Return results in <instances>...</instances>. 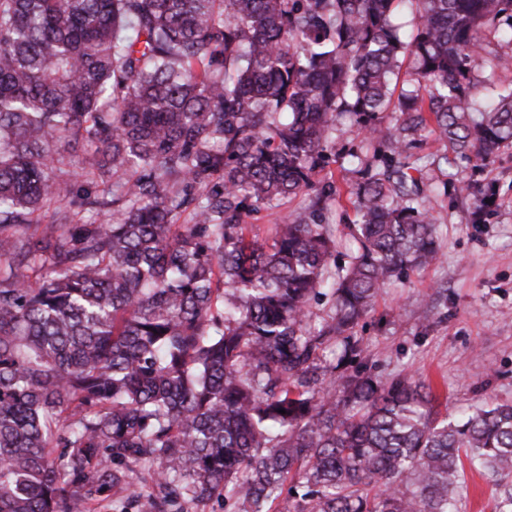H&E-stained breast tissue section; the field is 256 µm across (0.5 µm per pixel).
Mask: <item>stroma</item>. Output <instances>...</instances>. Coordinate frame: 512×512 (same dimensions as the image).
Instances as JSON below:
<instances>
[{
  "instance_id": "obj_1",
  "label": "stroma",
  "mask_w": 512,
  "mask_h": 512,
  "mask_svg": "<svg viewBox=\"0 0 512 512\" xmlns=\"http://www.w3.org/2000/svg\"><path fill=\"white\" fill-rule=\"evenodd\" d=\"M362 133L349 119L315 177L341 193L330 220L355 219L347 194L357 180L352 153L363 152ZM498 190L485 223H470L464 206L445 195L434 174L429 206L440 238L434 264L383 288L374 312L358 328L368 371L389 380L410 375L430 382L440 403L457 415L483 403H512V149L473 176ZM431 311L422 316L420 299ZM491 475L468 469L458 491V512H494Z\"/></svg>"
}]
</instances>
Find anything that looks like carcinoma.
Segmentation results:
<instances>
[{
  "label": "carcinoma",
  "instance_id": "cac0c4a2",
  "mask_svg": "<svg viewBox=\"0 0 512 512\" xmlns=\"http://www.w3.org/2000/svg\"><path fill=\"white\" fill-rule=\"evenodd\" d=\"M511 46L512 0H0V512H271L285 488L294 512H457L464 457L512 512V404L442 416L424 381L353 366L380 289L438 257L428 166L471 223L497 205L465 170L512 148V83L484 95ZM344 116L372 154L332 273L339 192L314 176ZM304 199L293 198L289 200L273 201L270 205L263 207L258 213H253L246 218L247 224H253L250 236H256L259 241L267 240L270 237L272 224H284L288 221V215L299 210L304 205Z\"/></svg>",
  "mask_w": 512,
  "mask_h": 512
}]
</instances>
